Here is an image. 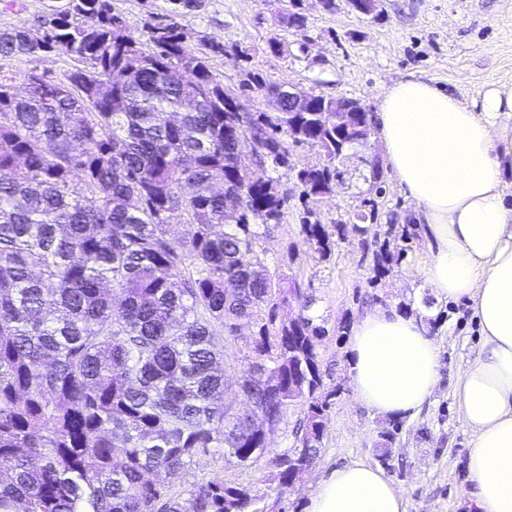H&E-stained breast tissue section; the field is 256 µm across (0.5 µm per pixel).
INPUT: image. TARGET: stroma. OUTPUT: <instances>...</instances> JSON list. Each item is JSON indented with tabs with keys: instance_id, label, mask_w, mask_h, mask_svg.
Here are the masks:
<instances>
[{
	"instance_id": "1",
	"label": "stroma",
	"mask_w": 512,
	"mask_h": 512,
	"mask_svg": "<svg viewBox=\"0 0 512 512\" xmlns=\"http://www.w3.org/2000/svg\"><path fill=\"white\" fill-rule=\"evenodd\" d=\"M66 0H0V31L38 29ZM129 32L147 41L151 28L176 25L188 45L207 55L214 77L238 88L259 74L267 84L286 83L328 98H353L367 112L379 110L381 93L410 77L432 81L466 102L479 100L491 83H512V0H383L378 13L352 10L347 0L324 8L321 0H296L305 25L278 23L283 0H110ZM73 59L63 53L0 57V78L22 86L28 72L58 77ZM292 169L276 177L288 199L278 228L260 243L269 261L281 262L291 280L315 298L313 313L327 334L318 342L327 388L335 389L323 424L321 452L313 467L280 504L306 512L319 479L338 466L362 461L379 468L406 499L407 512H468L471 433L459 420L453 389L479 349L480 331L465 302L437 300L413 265L425 249L417 206L388 165L372 180L359 153L349 152L334 192L313 204V219L336 235L328 261L313 258L301 231L305 206L293 168L321 161L318 148H293ZM374 217L369 238L348 226L357 214ZM391 258L375 268L381 240ZM432 309L427 323L440 350L439 385L419 415L399 420L358 402L349 386L350 328L369 312L394 308L407 314ZM348 332H341V325ZM393 431L385 439V431ZM250 485L265 505L272 469H246L218 454L198 458L191 469L170 475L184 488L212 475Z\"/></svg>"
}]
</instances>
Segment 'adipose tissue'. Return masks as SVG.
I'll return each mask as SVG.
<instances>
[{"instance_id": "adipose-tissue-1", "label": "adipose tissue", "mask_w": 512, "mask_h": 512, "mask_svg": "<svg viewBox=\"0 0 512 512\" xmlns=\"http://www.w3.org/2000/svg\"><path fill=\"white\" fill-rule=\"evenodd\" d=\"M388 166L417 206L427 249L416 266L436 297L466 301L479 351L454 388L472 432L465 495L473 512H512V85L478 107L411 77L383 91L376 114ZM350 386L376 413L413 417L440 381L423 317L378 309L350 342ZM307 512H406L383 472L354 461L326 473Z\"/></svg>"}]
</instances>
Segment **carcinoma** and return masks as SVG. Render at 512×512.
Instances as JSON below:
<instances>
[{"mask_svg":"<svg viewBox=\"0 0 512 512\" xmlns=\"http://www.w3.org/2000/svg\"><path fill=\"white\" fill-rule=\"evenodd\" d=\"M126 31L109 0H67L40 34L0 31V57L60 51L62 76L0 81V512H262L219 476L174 492L151 474L207 453L258 465L288 414L303 425L275 498L319 456L336 390L326 388L313 296L288 303L281 265L258 245L284 214L270 172L290 147L322 148L328 166L296 173L302 197L331 193L343 164L336 124L313 112H230L224 85L175 26ZM269 151L234 168L240 119ZM82 188L73 185V178ZM182 224L192 226L187 236ZM331 257L323 224L302 225ZM254 325L237 381L268 430L225 403L234 322Z\"/></svg>","mask_w":512,"mask_h":512,"instance_id":"cac0c4a2","label":"carcinoma"}]
</instances>
